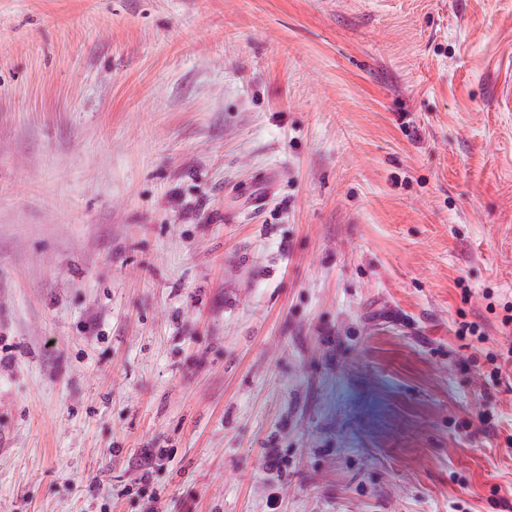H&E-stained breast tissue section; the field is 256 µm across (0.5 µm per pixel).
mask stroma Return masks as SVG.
Masks as SVG:
<instances>
[{"label":"stroma","instance_id":"stroma-1","mask_svg":"<svg viewBox=\"0 0 512 512\" xmlns=\"http://www.w3.org/2000/svg\"><path fill=\"white\" fill-rule=\"evenodd\" d=\"M508 85L512 0H0V512H512Z\"/></svg>","mask_w":512,"mask_h":512}]
</instances>
